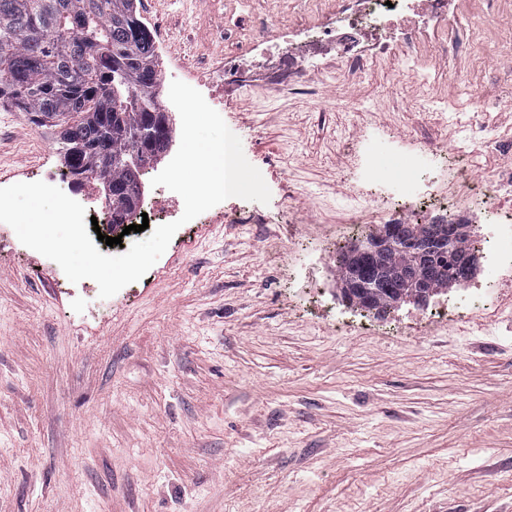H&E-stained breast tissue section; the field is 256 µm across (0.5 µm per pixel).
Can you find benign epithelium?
Masks as SVG:
<instances>
[{
	"label": "benign epithelium",
	"mask_w": 512,
	"mask_h": 512,
	"mask_svg": "<svg viewBox=\"0 0 512 512\" xmlns=\"http://www.w3.org/2000/svg\"><path fill=\"white\" fill-rule=\"evenodd\" d=\"M471 231V224L457 219L436 225L428 237L414 239L405 224H386L378 232L348 245L337 258L342 270L340 292L349 303L374 308L375 297L381 292L389 296L390 311L404 301H427L435 294L430 277L418 270L431 269L437 276L448 275L452 281H462L473 273L474 261L470 254L456 249L459 236ZM392 252L407 254L406 268L395 271L386 262Z\"/></svg>",
	"instance_id": "benign-epithelium-1"
}]
</instances>
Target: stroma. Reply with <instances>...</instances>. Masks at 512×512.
<instances>
[{
  "instance_id": "stroma-1",
  "label": "stroma",
  "mask_w": 512,
  "mask_h": 512,
  "mask_svg": "<svg viewBox=\"0 0 512 512\" xmlns=\"http://www.w3.org/2000/svg\"><path fill=\"white\" fill-rule=\"evenodd\" d=\"M337 0H140L157 49L159 103L180 130L173 80L223 103L271 198L238 224L230 198L183 225L138 281L103 299L94 280L0 228V512H512V274L384 314L345 301L336 252L380 230L352 223L366 147L464 146L471 127L512 132V0H456L477 37L443 56L431 24L428 81L399 80V34L363 67L336 54L267 72L260 40L320 23ZM251 82L212 84L224 53ZM142 177L141 212L171 221ZM512 152L442 158L428 174L452 216ZM47 180L92 214L104 198L72 180L53 130L0 107V179Z\"/></svg>"
}]
</instances>
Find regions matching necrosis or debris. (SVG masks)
I'll return each instance as SVG.
<instances>
[{"mask_svg": "<svg viewBox=\"0 0 512 512\" xmlns=\"http://www.w3.org/2000/svg\"><path fill=\"white\" fill-rule=\"evenodd\" d=\"M357 11L349 16L336 13L331 24L314 28L302 54H291L297 32L284 26L277 36L281 53L280 66L294 64L303 67L311 54L336 51L347 60H356L363 42H371L378 54H386L389 43L386 29H400L405 54L410 61L408 76H417L422 68L421 45L429 22L447 18L454 0H356ZM429 156L424 150L400 154L391 150L371 149L353 189L357 208H365L377 201L366 192V185H374L388 198L398 200L400 209L391 211L390 221H401L404 213L422 208L432 191L421 174L428 167ZM475 223L482 228V260L488 276L512 270V172L493 174L485 178L478 189V197L469 203Z\"/></svg>", "mask_w": 512, "mask_h": 512, "instance_id": "4bbe7bcc", "label": "necrosis or debris"}]
</instances>
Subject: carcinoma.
I'll return each instance as SVG.
<instances>
[{
    "label": "carcinoma",
    "instance_id": "obj_1",
    "mask_svg": "<svg viewBox=\"0 0 512 512\" xmlns=\"http://www.w3.org/2000/svg\"><path fill=\"white\" fill-rule=\"evenodd\" d=\"M160 74L154 37L137 0H0V105L57 121L65 156L112 185V212L135 200V174L112 162L155 154L163 142L133 133L155 124Z\"/></svg>",
    "mask_w": 512,
    "mask_h": 512
}]
</instances>
